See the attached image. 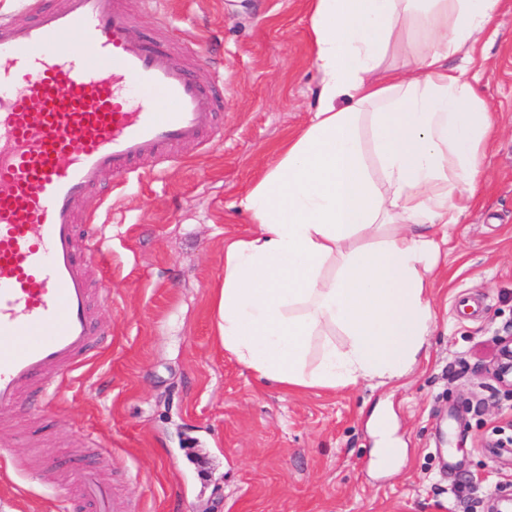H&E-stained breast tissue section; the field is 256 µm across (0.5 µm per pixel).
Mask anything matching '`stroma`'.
<instances>
[{"instance_id":"35a3bbf8","label":"stroma","mask_w":512,"mask_h":512,"mask_svg":"<svg viewBox=\"0 0 512 512\" xmlns=\"http://www.w3.org/2000/svg\"><path fill=\"white\" fill-rule=\"evenodd\" d=\"M133 39L164 34L186 64L224 78L207 141L79 205L96 213L89 268L111 346L58 378L49 400L0 413V512H65L95 468L120 512H494L512 495V396L489 367L512 323V0L472 72L499 133L480 201L448 229L430 293V354L398 382L289 394L221 346L213 295L224 242L253 231L238 208L276 146L318 106L303 0H125ZM394 419L395 466H378L368 420Z\"/></svg>"}]
</instances>
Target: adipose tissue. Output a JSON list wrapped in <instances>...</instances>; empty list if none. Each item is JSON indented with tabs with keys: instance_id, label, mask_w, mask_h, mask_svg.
<instances>
[{
	"instance_id": "1",
	"label": "adipose tissue",
	"mask_w": 512,
	"mask_h": 512,
	"mask_svg": "<svg viewBox=\"0 0 512 512\" xmlns=\"http://www.w3.org/2000/svg\"><path fill=\"white\" fill-rule=\"evenodd\" d=\"M501 3L307 0L319 106L241 197L257 229L225 240L216 301L259 380L333 390L428 360L430 285L497 135L469 64Z\"/></svg>"
}]
</instances>
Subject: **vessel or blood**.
<instances>
[{"instance_id": "obj_1", "label": "vessel or blood", "mask_w": 512, "mask_h": 512, "mask_svg": "<svg viewBox=\"0 0 512 512\" xmlns=\"http://www.w3.org/2000/svg\"><path fill=\"white\" fill-rule=\"evenodd\" d=\"M22 7L27 22L0 16V412L50 397L56 378L111 342L87 273L100 242L79 230L96 218L79 217V201L105 176L122 185L203 142L220 107L217 80L162 39L131 38L124 0ZM76 486V512H113L96 470L83 469Z\"/></svg>"}]
</instances>
